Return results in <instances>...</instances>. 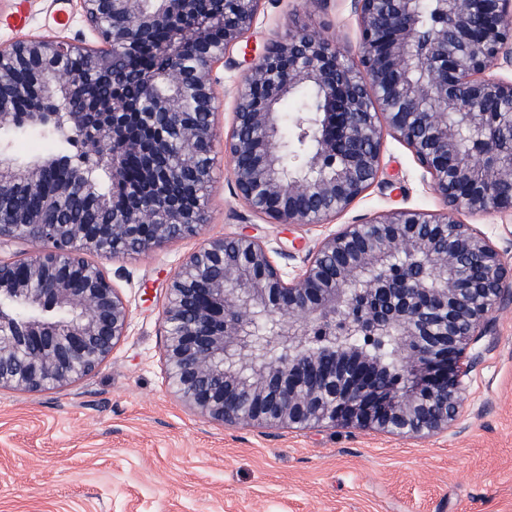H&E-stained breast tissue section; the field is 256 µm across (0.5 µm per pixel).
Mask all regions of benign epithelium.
<instances>
[{
	"label": "benign epithelium",
	"instance_id": "benign-epithelium-1",
	"mask_svg": "<svg viewBox=\"0 0 512 512\" xmlns=\"http://www.w3.org/2000/svg\"><path fill=\"white\" fill-rule=\"evenodd\" d=\"M99 46L33 38L0 45V129H54L61 113L83 151L77 185L92 171L115 186L123 159L142 160L150 195L117 206L95 195L105 224H69L50 202L31 218L10 208L12 188H41L48 161H0V239L34 250L0 261V389L39 392L98 368L127 335L129 309L86 255L145 254L199 234L200 200L173 189V169L206 185L215 148L214 71L253 29L266 0H79ZM359 39L340 52L319 34L291 32L249 61L224 138L237 195L275 224H324L376 182L385 136L404 144L446 206L397 209L326 235L293 275L276 250L243 230L209 238L170 277L160 318L165 374L203 417L236 425H323L425 438L448 431L466 378L512 304L506 251L455 214L512 218V155L492 134L495 103L512 104V0H430L442 20L424 29L425 0H351ZM138 93L119 91L129 78ZM80 53L109 80L97 93L57 60ZM164 80L181 94L162 96ZM309 87L322 108L298 112L306 141L291 163L279 107ZM37 97L43 109L10 105ZM197 119L183 120L189 100ZM414 257L420 271L394 272ZM393 337L397 372L351 336Z\"/></svg>",
	"mask_w": 512,
	"mask_h": 512
}]
</instances>
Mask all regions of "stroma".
<instances>
[{
    "label": "stroma",
    "instance_id": "stroma-1",
    "mask_svg": "<svg viewBox=\"0 0 512 512\" xmlns=\"http://www.w3.org/2000/svg\"><path fill=\"white\" fill-rule=\"evenodd\" d=\"M307 30L353 46L350 0H265L258 44ZM95 43L77 0H0V44ZM243 68L217 67L215 127L200 236L146 254L91 255L129 308L126 336L92 374L39 393L0 389V512H512V304L477 344L467 401L448 433L406 438L341 427L225 426L169 388L159 319L170 276L202 239L251 227L285 247V271L328 233L393 208L439 212L409 149L386 138L377 182L324 226L286 229L233 192L222 141Z\"/></svg>",
    "mask_w": 512,
    "mask_h": 512
}]
</instances>
